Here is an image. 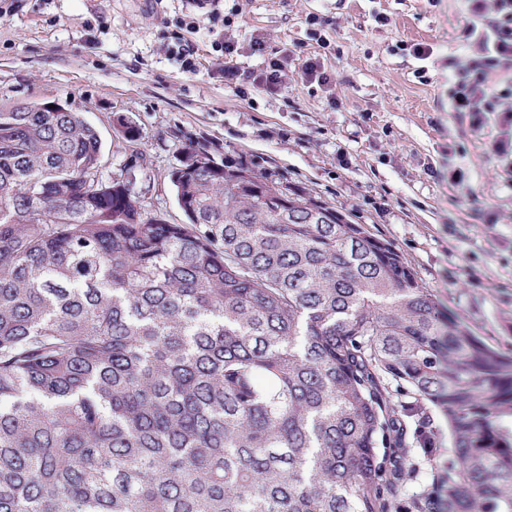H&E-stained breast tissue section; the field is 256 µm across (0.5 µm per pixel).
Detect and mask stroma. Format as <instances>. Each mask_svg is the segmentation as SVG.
<instances>
[{"instance_id": "obj_1", "label": "stroma", "mask_w": 512, "mask_h": 512, "mask_svg": "<svg viewBox=\"0 0 512 512\" xmlns=\"http://www.w3.org/2000/svg\"><path fill=\"white\" fill-rule=\"evenodd\" d=\"M214 8L238 39L240 69L280 59L287 84L245 95L225 85L205 27L184 36L197 72L181 71L170 51L176 20ZM315 14L331 20L323 49L309 36ZM471 21L462 0H0V108L71 104L100 135L106 176L129 156L115 123L125 117L143 155L133 189L176 224L170 172L191 142L254 161L389 242L439 311L512 351V161L492 153L495 124L475 133L448 109V79L470 55L457 36ZM254 38L263 55L252 54ZM402 42L434 53L418 60ZM315 53L332 85L302 81ZM393 397L408 447L436 435V453L410 461L408 502L445 469L451 441L435 404L420 416L408 388Z\"/></svg>"}]
</instances>
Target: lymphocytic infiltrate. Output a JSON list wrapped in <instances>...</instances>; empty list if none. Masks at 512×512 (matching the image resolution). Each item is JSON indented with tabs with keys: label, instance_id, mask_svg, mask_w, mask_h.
I'll return each mask as SVG.
<instances>
[{
	"label": "lymphocytic infiltrate",
	"instance_id": "f902f5d3",
	"mask_svg": "<svg viewBox=\"0 0 512 512\" xmlns=\"http://www.w3.org/2000/svg\"><path fill=\"white\" fill-rule=\"evenodd\" d=\"M464 7L472 21L458 39L473 52L448 83V109L467 113L476 133L482 132L488 121H495L498 134L492 150L497 157H512V0H464ZM216 48L224 59L228 83L242 79L266 92L281 87L283 63L273 61L261 73L244 74L236 62L235 38H222Z\"/></svg>",
	"mask_w": 512,
	"mask_h": 512
}]
</instances>
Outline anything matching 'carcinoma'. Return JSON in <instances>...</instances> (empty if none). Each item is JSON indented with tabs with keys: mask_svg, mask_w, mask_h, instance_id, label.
<instances>
[{
	"mask_svg": "<svg viewBox=\"0 0 512 512\" xmlns=\"http://www.w3.org/2000/svg\"><path fill=\"white\" fill-rule=\"evenodd\" d=\"M101 152L0 110V512H392L434 449L391 380L447 418L442 512H512V353L387 242L206 142L171 224Z\"/></svg>",
	"mask_w": 512,
	"mask_h": 512,
	"instance_id": "1",
	"label": "carcinoma"
}]
</instances>
